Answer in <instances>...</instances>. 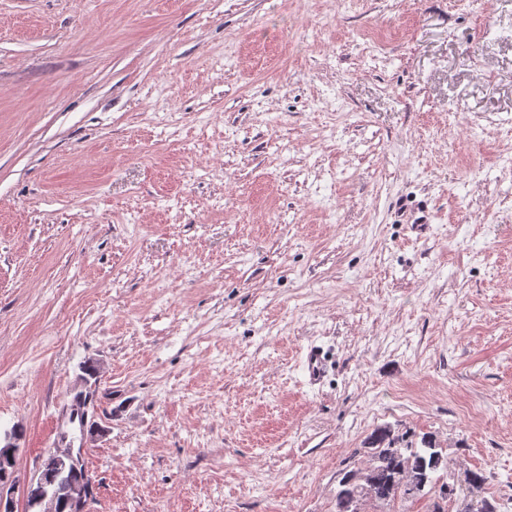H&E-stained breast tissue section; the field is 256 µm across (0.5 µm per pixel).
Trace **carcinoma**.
Wrapping results in <instances>:
<instances>
[{"label": "carcinoma", "instance_id": "cac0c4a2", "mask_svg": "<svg viewBox=\"0 0 512 512\" xmlns=\"http://www.w3.org/2000/svg\"><path fill=\"white\" fill-rule=\"evenodd\" d=\"M368 460L365 468L343 474L336 491V512H366L369 502L389 507L422 498L438 490V498L451 501L457 488L471 494L483 490L487 477L480 470L466 469L457 483L445 481L448 459L433 436L425 433L415 441L408 433H399L389 426L375 428L366 440ZM90 483L87 471H66L51 480L36 482L25 493V512H43L44 497L56 498L57 512H73L70 488ZM456 512H499L487 498L465 499Z\"/></svg>", "mask_w": 512, "mask_h": 512}]
</instances>
